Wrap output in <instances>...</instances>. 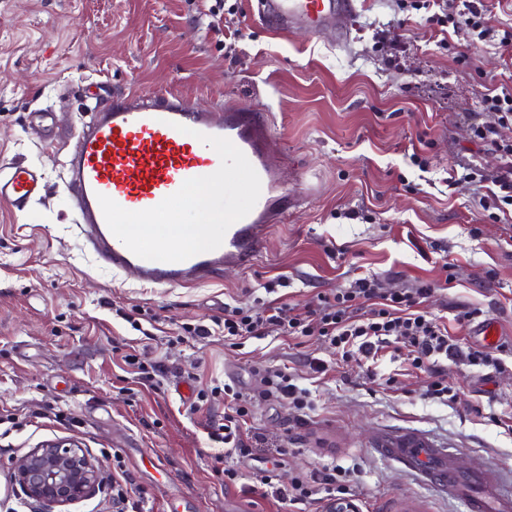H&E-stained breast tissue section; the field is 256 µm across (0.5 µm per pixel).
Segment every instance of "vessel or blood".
<instances>
[{"mask_svg": "<svg viewBox=\"0 0 512 512\" xmlns=\"http://www.w3.org/2000/svg\"><path fill=\"white\" fill-rule=\"evenodd\" d=\"M354 11L353 0H260L259 18L267 27L291 33L348 32L341 21ZM222 137L239 148L261 180L251 212L232 224L222 245L181 262L144 260L109 229L98 198L105 195L128 211L158 205L190 178L216 172L218 154L201 135ZM288 151L272 130L266 113L219 106L201 109L176 93L120 94L91 111L76 133L64 167L66 194L81 229L102 264L112 272H135L142 284L159 287L204 283L225 267L246 269L261 254L273 225L283 223L293 203L281 171ZM45 190L37 169L15 163L0 175V200L25 210ZM380 450L432 486L462 499L467 512H512V491L498 474L473 469L461 474L453 456L416 435L386 438Z\"/></svg>", "mask_w": 512, "mask_h": 512, "instance_id": "b4317fda", "label": "vessel or blood"}]
</instances>
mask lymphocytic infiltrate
<instances>
[{
  "label": "lymphocytic infiltrate",
  "instance_id": "f902f5d3",
  "mask_svg": "<svg viewBox=\"0 0 512 512\" xmlns=\"http://www.w3.org/2000/svg\"><path fill=\"white\" fill-rule=\"evenodd\" d=\"M412 7L427 10L430 24L466 27L483 42L496 38L505 44L512 42V31L496 33L475 0H465L463 10L456 13L449 11L447 0H414ZM428 292V286L423 285L386 294L381 291L376 276L360 277L344 291L321 300L315 311L317 322L313 325L273 301L262 311L254 313L228 305L224 308V341L238 347L244 340L256 336H308L316 332L334 348L354 346L368 355L378 351L374 343L376 337L395 335L414 347V363L419 366L430 357L459 353L456 344L450 341L447 327L420 309V301ZM250 413V402L240 394H233L223 423L212 434L213 439L223 443L226 454L248 455L249 448L242 437L241 424Z\"/></svg>",
  "mask_w": 512,
  "mask_h": 512
}]
</instances>
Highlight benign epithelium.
I'll use <instances>...</instances> for the list:
<instances>
[{"label": "benign epithelium", "mask_w": 512, "mask_h": 512, "mask_svg": "<svg viewBox=\"0 0 512 512\" xmlns=\"http://www.w3.org/2000/svg\"><path fill=\"white\" fill-rule=\"evenodd\" d=\"M11 481L32 500L65 506L95 494L101 476L76 444L47 441L23 457Z\"/></svg>", "instance_id": "benign-epithelium-1"}]
</instances>
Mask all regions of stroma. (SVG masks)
Listing matches in <instances>:
<instances>
[{"mask_svg":"<svg viewBox=\"0 0 512 512\" xmlns=\"http://www.w3.org/2000/svg\"><path fill=\"white\" fill-rule=\"evenodd\" d=\"M256 3L224 0L207 30L198 20L215 0H0V171L22 162L47 182L24 211L0 201V512H327L245 489L264 468L287 489L332 462L348 470L358 512H465L377 453L404 434L512 487V216L480 204L505 161L472 133L495 124L512 142V123L483 106L488 88H512V45L441 32L411 0H355L344 42L274 32L254 19ZM154 91L268 113L287 141L283 179L300 202L250 269L147 286L106 269L77 226L58 164L74 140L58 131L113 95ZM367 273L387 293L429 286L424 309L504 370L443 356L417 367L392 336L369 359L319 336L230 347L189 334L223 323L225 305L255 311L273 296L307 314ZM277 276L287 286L266 294ZM485 322L495 344L478 334ZM314 357L327 374L311 376ZM268 370L293 375L311 406L259 399ZM439 377L451 401L430 395ZM226 385L253 400L247 426L263 442L245 457L210 436ZM56 440L76 441L103 471L95 495L51 506L11 484L25 454Z\"/></svg>","mask_w":512,"mask_h":512,"instance_id":"stroma-1","label":"stroma"}]
</instances>
